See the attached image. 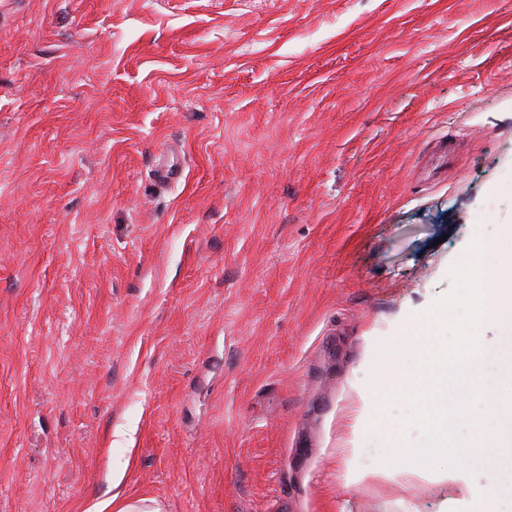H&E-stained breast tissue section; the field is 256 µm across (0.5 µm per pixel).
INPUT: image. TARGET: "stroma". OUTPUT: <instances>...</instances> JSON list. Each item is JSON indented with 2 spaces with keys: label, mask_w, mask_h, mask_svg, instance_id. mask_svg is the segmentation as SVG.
<instances>
[{
  "label": "stroma",
  "mask_w": 512,
  "mask_h": 512,
  "mask_svg": "<svg viewBox=\"0 0 512 512\" xmlns=\"http://www.w3.org/2000/svg\"><path fill=\"white\" fill-rule=\"evenodd\" d=\"M511 226L512 0H0V512H476L349 381Z\"/></svg>",
  "instance_id": "stroma-1"
}]
</instances>
